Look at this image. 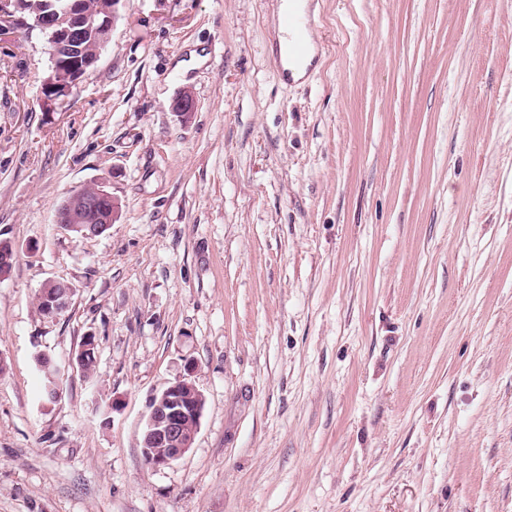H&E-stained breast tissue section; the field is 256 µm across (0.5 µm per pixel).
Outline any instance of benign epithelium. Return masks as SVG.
Wrapping results in <instances>:
<instances>
[{
    "mask_svg": "<svg viewBox=\"0 0 512 512\" xmlns=\"http://www.w3.org/2000/svg\"><path fill=\"white\" fill-rule=\"evenodd\" d=\"M120 0H51L49 9L30 7L31 0H0V24L24 25L46 36L52 76L46 81L45 100L53 102L67 95L72 87L92 69L101 50L110 38ZM67 60V64L59 60ZM195 109L190 90L183 91L173 101L172 110L186 115ZM112 204V214L105 223L118 217V205L102 184H93L72 191L57 213L56 222L62 227L81 226L94 236L99 233L98 212L104 202ZM14 245L0 242V275L13 265ZM73 290L44 286L38 293L42 313L55 317L69 305ZM192 365L165 390L151 400L145 428L144 462L153 469L171 465L181 459L195 440L205 407L204 394L191 380Z\"/></svg>",
    "mask_w": 512,
    "mask_h": 512,
    "instance_id": "benign-epithelium-1",
    "label": "benign epithelium"
}]
</instances>
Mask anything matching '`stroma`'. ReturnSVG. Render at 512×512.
I'll use <instances>...</instances> for the list:
<instances>
[{"label":"stroma","mask_w":512,"mask_h":512,"mask_svg":"<svg viewBox=\"0 0 512 512\" xmlns=\"http://www.w3.org/2000/svg\"><path fill=\"white\" fill-rule=\"evenodd\" d=\"M278 2L120 0L49 106L41 35L0 36V512H512V0H308L299 82ZM96 182L116 222L62 229ZM189 364L195 443L149 468ZM276 27L278 32L282 29L288 35V48L285 58H282L281 54L284 55L287 39L285 36H279V51L281 54H279L277 64L281 78L288 81L291 73L294 80L303 78L307 68L312 63L313 52L299 69L292 70L303 60L310 44L307 13L297 9H288V11L279 13L276 17ZM48 286H42L39 290V305L44 315L55 317L69 307L73 290L72 288ZM151 400L142 447L147 466L159 469L181 459L195 440L205 407L204 394L190 379L192 365Z\"/></svg>","instance_id":"35a3bbf8"}]
</instances>
